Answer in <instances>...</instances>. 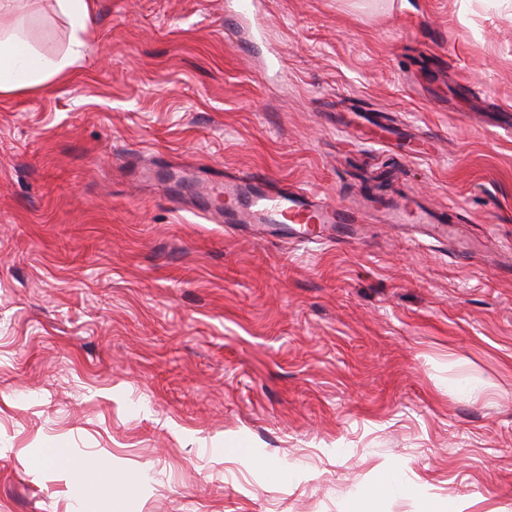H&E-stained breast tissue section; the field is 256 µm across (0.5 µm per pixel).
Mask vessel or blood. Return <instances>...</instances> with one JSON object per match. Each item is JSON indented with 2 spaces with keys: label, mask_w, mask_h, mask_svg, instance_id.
Segmentation results:
<instances>
[{
  "label": "vessel or blood",
  "mask_w": 512,
  "mask_h": 512,
  "mask_svg": "<svg viewBox=\"0 0 512 512\" xmlns=\"http://www.w3.org/2000/svg\"><path fill=\"white\" fill-rule=\"evenodd\" d=\"M364 209L330 204L304 188H275L258 174L225 173L224 222L229 230L247 225L255 232H270L295 244L328 240L332 225L363 223ZM388 224H424L437 237H457L458 223L423 208L413 198H403L385 206Z\"/></svg>",
  "instance_id": "vessel-or-blood-1"
}]
</instances>
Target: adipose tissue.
<instances>
[{"mask_svg": "<svg viewBox=\"0 0 512 512\" xmlns=\"http://www.w3.org/2000/svg\"><path fill=\"white\" fill-rule=\"evenodd\" d=\"M55 3L71 27L68 48L59 57L42 55L17 26L7 27L0 22V96L38 89L90 53L91 46L85 38L94 20L89 0H55ZM75 477L94 494L98 512H122L130 486L128 479L99 467L76 470Z\"/></svg>", "mask_w": 512, "mask_h": 512, "instance_id": "obj_1", "label": "adipose tissue"}]
</instances>
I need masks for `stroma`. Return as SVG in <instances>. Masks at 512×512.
<instances>
[{
  "label": "stroma",
  "instance_id": "35a3bbf8",
  "mask_svg": "<svg viewBox=\"0 0 512 512\" xmlns=\"http://www.w3.org/2000/svg\"><path fill=\"white\" fill-rule=\"evenodd\" d=\"M92 3L83 64L0 96V512H95V464L125 512H344L385 471L376 512H512V0H261L234 35L225 0ZM23 14L64 53L55 0ZM228 169L415 195L487 253L228 233ZM75 478L92 492L98 512H121L131 480L112 475V469L86 467L75 471Z\"/></svg>",
  "mask_w": 512,
  "mask_h": 512
}]
</instances>
